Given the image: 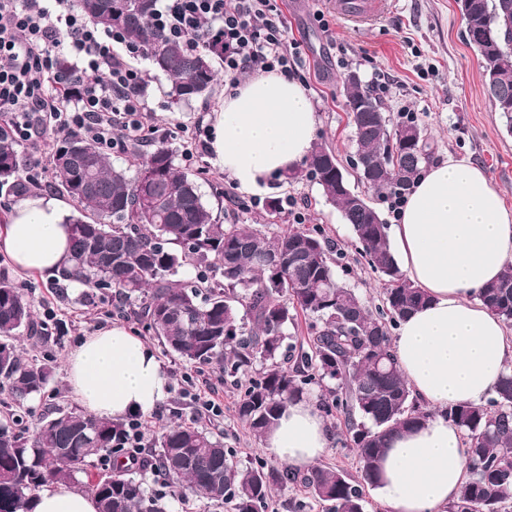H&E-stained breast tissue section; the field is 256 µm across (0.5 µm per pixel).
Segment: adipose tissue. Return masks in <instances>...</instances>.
<instances>
[{
    "label": "adipose tissue",
    "mask_w": 512,
    "mask_h": 512,
    "mask_svg": "<svg viewBox=\"0 0 512 512\" xmlns=\"http://www.w3.org/2000/svg\"><path fill=\"white\" fill-rule=\"evenodd\" d=\"M211 151L242 189L296 169L311 150L317 121L295 80L259 73L213 114ZM389 251L429 303L402 320L393 339L411 389L435 408L420 427L387 440L374 490L389 512H446L466 478L460 431L440 413L448 405L482 404L508 362L512 339L479 299L481 289L512 266V210L482 167L454 157L430 164L393 225ZM0 253L21 271L59 277L70 253L63 204L35 196L16 206L0 232ZM67 382L92 414L147 415L166 401L172 380L156 352L120 324L86 336L66 356ZM329 446L314 400L289 403L261 447L307 468ZM36 512H97L85 490L44 487Z\"/></svg>",
    "instance_id": "ef3b65f1"
}]
</instances>
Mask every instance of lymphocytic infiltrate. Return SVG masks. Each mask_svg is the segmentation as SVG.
<instances>
[{
	"mask_svg": "<svg viewBox=\"0 0 512 512\" xmlns=\"http://www.w3.org/2000/svg\"><path fill=\"white\" fill-rule=\"evenodd\" d=\"M152 22L193 51L222 40L228 89L254 67L305 78L278 0H164ZM146 55L120 30L88 25L61 0H0V112L33 150L28 185L41 187L56 137L78 134L107 152L154 140L145 74L134 64Z\"/></svg>",
	"mask_w": 512,
	"mask_h": 512,
	"instance_id": "f902f5d3",
	"label": "lymphocytic infiltrate"
}]
</instances>
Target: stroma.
<instances>
[{"mask_svg": "<svg viewBox=\"0 0 512 512\" xmlns=\"http://www.w3.org/2000/svg\"><path fill=\"white\" fill-rule=\"evenodd\" d=\"M390 2L385 17L356 28L335 16L329 0H280L288 35L301 45L308 80L305 91L317 116V141L333 149L351 190L365 196L386 224H394L383 194L358 181L353 169L356 146L342 84L344 74L352 70L367 83L385 77L386 85L376 97L391 125L400 123L401 113L413 112L433 145L432 160L454 156L481 165L505 206L512 209V133L492 107L481 61L463 38L464 23L456 0ZM138 66L147 73L144 96L152 110V124L164 135L178 169L195 180L218 223L267 224L275 232L294 226L321 231L332 250L342 255L336 268L338 280L355 288L370 307L380 305L385 276L369 266L349 224L314 180L287 183L278 177L267 189L248 193L239 190L210 155L186 158L194 125L207 120L224 98L223 80H216L208 96L175 107L168 95L169 78L153 70L149 61H139ZM271 198L294 202V212L269 215L266 202ZM0 274L27 291L34 318L55 355L53 388L59 404L76 403L66 388L65 357L85 336L115 323L126 325L135 335L144 333L129 308L119 307L112 296L85 302L82 289L34 272L15 271L1 254ZM160 359L172 376V394L148 415L146 438H153L170 423L193 422L223 437L225 448L241 466L258 458L282 466V459L265 452L239 420V392L222 373L199 369L167 353ZM198 392L219 401L221 413L195 418L194 395Z\"/></svg>", "mask_w": 512, "mask_h": 512, "instance_id": "obj_1", "label": "stroma"}]
</instances>
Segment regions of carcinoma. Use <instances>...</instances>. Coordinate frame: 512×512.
<instances>
[{
    "label": "carcinoma",
    "mask_w": 512,
    "mask_h": 512,
    "mask_svg": "<svg viewBox=\"0 0 512 512\" xmlns=\"http://www.w3.org/2000/svg\"><path fill=\"white\" fill-rule=\"evenodd\" d=\"M86 17L123 31L149 48L148 60L172 82L178 104L206 96L216 78L213 62L224 43L190 51L151 24L156 0H78ZM465 25L482 33L473 46L495 111L512 132V0H457ZM357 146L358 180L377 191L408 190L429 157L430 144L410 121L389 127L362 87L347 96ZM61 191L76 204L71 253L63 279L85 286L91 301L112 290L132 307L139 324L164 351L193 365L216 366L245 377L238 418L258 438L287 404L318 384L326 417L346 415L345 440L355 448L361 481L338 468L317 465L305 473L273 468L258 459L241 467L223 438L189 425H170L151 442L156 481L173 496L203 495L227 512H265L272 492L300 485L326 512H364L361 484H374L387 438L412 430L430 415L408 386L392 347L390 329L423 307L428 296L401 274L389 252L388 225L352 192L332 151L315 143L307 175L341 211L370 266L388 278L381 305L371 311L340 283L333 265L341 255L311 232L263 231L254 224H219L194 181L178 170L170 150L156 146L116 168L109 154L76 135L62 137L52 155ZM19 145L0 119V191H23ZM193 241V246L185 242ZM190 266L195 279H175ZM484 306L512 322V267L480 292ZM309 319L302 343L288 342L294 314ZM37 335L31 301L0 275V512H35L50 484L87 489L98 512H168V494L134 477L119 450L124 422L60 404L26 431L28 402L44 397L53 380L54 356L35 357L18 346ZM296 358L293 367L288 359ZM464 435L468 475L448 512H504L512 503V370L506 369L482 405L441 410Z\"/></svg>",
    "instance_id": "1"
}]
</instances>
